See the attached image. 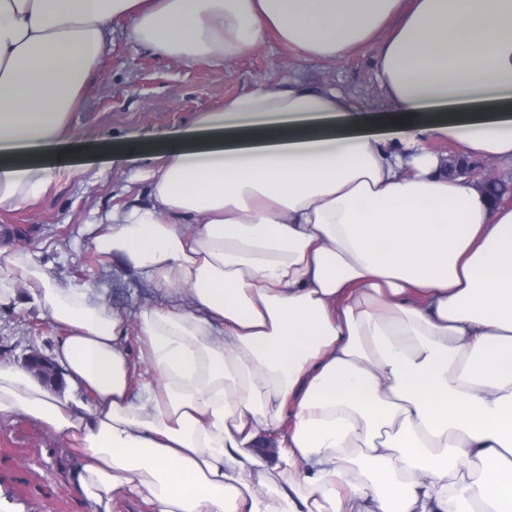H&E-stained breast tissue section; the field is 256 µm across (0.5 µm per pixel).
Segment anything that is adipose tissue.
Returning <instances> with one entry per match:
<instances>
[{"label":"adipose tissue","instance_id":"1","mask_svg":"<svg viewBox=\"0 0 512 512\" xmlns=\"http://www.w3.org/2000/svg\"><path fill=\"white\" fill-rule=\"evenodd\" d=\"M118 18L185 64L374 46L394 109L372 129L342 90L262 78L156 150L148 203L93 240L167 297L138 357L103 292L0 249V303L27 289L92 396L0 362V414L74 442L96 512H512V207L426 146L512 160V0H0V211L48 193L20 157L67 137Z\"/></svg>","mask_w":512,"mask_h":512}]
</instances>
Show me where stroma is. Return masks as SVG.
Listing matches in <instances>:
<instances>
[{
  "mask_svg": "<svg viewBox=\"0 0 512 512\" xmlns=\"http://www.w3.org/2000/svg\"><path fill=\"white\" fill-rule=\"evenodd\" d=\"M376 57L371 47L333 64L304 62L270 41L221 67L187 65L138 44L126 21H114L103 65L70 116V134L45 159L53 170L50 191L35 207L0 211V226L14 228L0 237V249L27 252L63 283L102 289L112 309L134 318L160 295L97 254L92 241L98 220L113 206L147 201L145 184L128 180L151 167L145 146L165 142L262 77L338 86L353 111L368 118L389 112L375 77ZM117 143L126 144V152L111 153ZM15 293L10 305H0V360L18 366L30 350L51 355L64 330L24 288ZM74 465L63 434L21 413L0 415V512H92L73 487Z\"/></svg>",
  "mask_w": 512,
  "mask_h": 512,
  "instance_id": "obj_1",
  "label": "stroma"
}]
</instances>
